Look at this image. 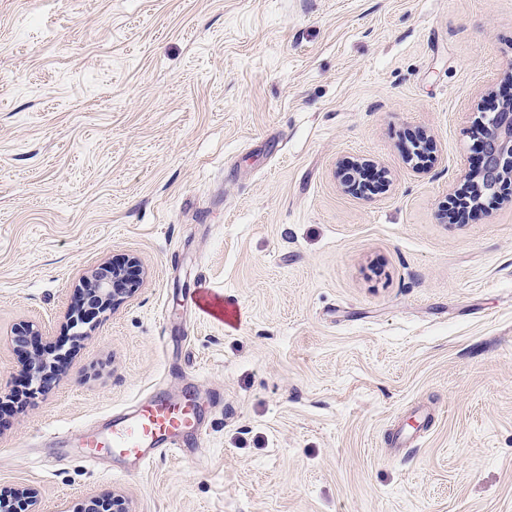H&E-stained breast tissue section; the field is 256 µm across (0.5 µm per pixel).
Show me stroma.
I'll use <instances>...</instances> for the list:
<instances>
[{
    "mask_svg": "<svg viewBox=\"0 0 512 512\" xmlns=\"http://www.w3.org/2000/svg\"><path fill=\"white\" fill-rule=\"evenodd\" d=\"M512 0H0V491L43 512H512V188L451 224ZM432 140L423 166L409 154ZM381 170L366 194L343 164ZM138 257L73 341L82 272ZM234 300L228 328L186 303ZM61 359L28 390L14 330ZM206 401L134 473L50 430ZM434 414L412 454L391 429Z\"/></svg>",
    "mask_w": 512,
    "mask_h": 512,
    "instance_id": "stroma-1",
    "label": "stroma"
}]
</instances>
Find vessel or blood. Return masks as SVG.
Here are the masks:
<instances>
[{
    "mask_svg": "<svg viewBox=\"0 0 512 512\" xmlns=\"http://www.w3.org/2000/svg\"><path fill=\"white\" fill-rule=\"evenodd\" d=\"M198 310L227 326H235L239 312L232 303L213 294H195ZM197 406L187 400H175L161 394L138 403L129 414L113 418L101 435L85 438L86 459H93L94 449H111L116 457L145 465L158 452L182 449L188 437L201 436Z\"/></svg>",
    "mask_w": 512,
    "mask_h": 512,
    "instance_id": "obj_1",
    "label": "vessel or blood"
}]
</instances>
